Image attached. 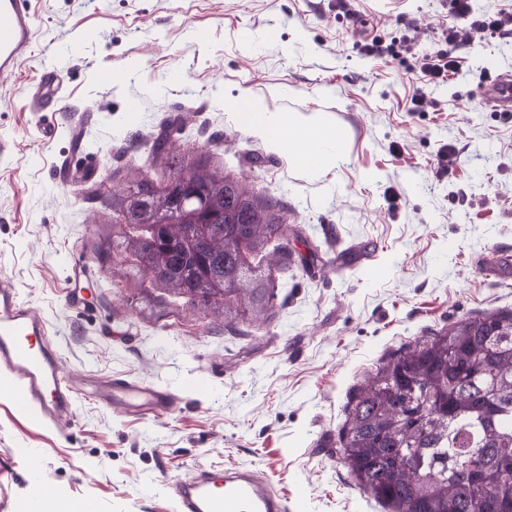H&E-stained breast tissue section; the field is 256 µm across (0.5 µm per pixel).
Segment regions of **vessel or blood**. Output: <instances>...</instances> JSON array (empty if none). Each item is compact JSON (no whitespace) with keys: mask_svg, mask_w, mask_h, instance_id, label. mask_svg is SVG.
I'll list each match as a JSON object with an SVG mask.
<instances>
[{"mask_svg":"<svg viewBox=\"0 0 512 512\" xmlns=\"http://www.w3.org/2000/svg\"><path fill=\"white\" fill-rule=\"evenodd\" d=\"M34 33L29 0H0L1 76L20 68ZM484 98L496 111L512 112V74H498ZM32 100L44 107L58 103L54 69H45ZM46 331V321L22 303L17 288L0 281V374L12 381L21 409L56 423L71 411L74 390L63 380L59 352L40 342ZM98 392L105 402L128 409L168 408L174 401L167 390L125 379L99 386ZM177 512H285V507L253 471L232 468L220 488L206 475L185 482L177 493Z\"/></svg>","mask_w":512,"mask_h":512,"instance_id":"vessel-or-blood-1","label":"vessel or blood"}]
</instances>
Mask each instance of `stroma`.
Returning a JSON list of instances; mask_svg holds the SVG:
<instances>
[{
    "instance_id": "35a3bbf8",
    "label": "stroma",
    "mask_w": 512,
    "mask_h": 512,
    "mask_svg": "<svg viewBox=\"0 0 512 512\" xmlns=\"http://www.w3.org/2000/svg\"><path fill=\"white\" fill-rule=\"evenodd\" d=\"M31 54L0 77V278L47 322L72 415L44 423L0 385V512L44 490L68 512H177L175 486L205 468L248 467L286 512H386L336 453L354 389L402 343L512 309V112L483 101L512 71V39L466 45L413 111L415 61L367 54V32L432 49L456 22L448 0H32ZM54 67L62 102L28 98ZM122 72L120 82L104 77ZM321 120L343 138L334 166L301 171L231 106ZM141 109L129 111L130 102ZM174 155L274 201L288 266L270 270L267 319L189 309L101 260L108 198L129 178L167 180L153 138L170 115ZM454 144L446 169L436 152ZM83 267V300L66 297ZM125 378L169 390V410L86 393Z\"/></svg>"
}]
</instances>
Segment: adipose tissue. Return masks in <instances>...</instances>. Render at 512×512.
<instances>
[{
	"instance_id": "adipose-tissue-1",
	"label": "adipose tissue",
	"mask_w": 512,
	"mask_h": 512,
	"mask_svg": "<svg viewBox=\"0 0 512 512\" xmlns=\"http://www.w3.org/2000/svg\"><path fill=\"white\" fill-rule=\"evenodd\" d=\"M234 107L243 127L263 132L300 169L324 173L342 148L341 134L326 129L318 121L291 114L275 116L246 98L237 100Z\"/></svg>"
}]
</instances>
